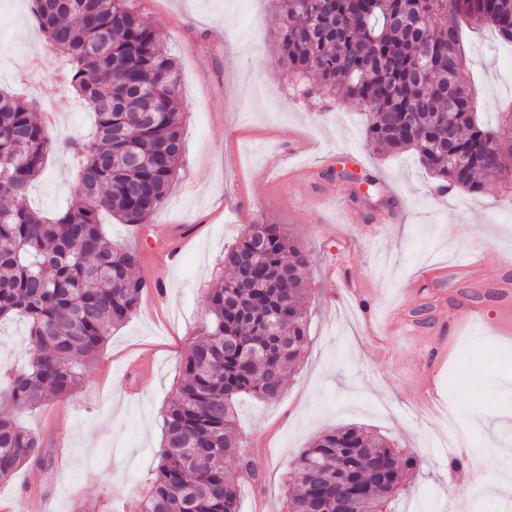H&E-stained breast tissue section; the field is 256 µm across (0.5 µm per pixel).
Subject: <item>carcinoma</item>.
<instances>
[{
    "mask_svg": "<svg viewBox=\"0 0 512 512\" xmlns=\"http://www.w3.org/2000/svg\"><path fill=\"white\" fill-rule=\"evenodd\" d=\"M136 0H31V15L66 65L65 81L95 116L88 134L54 144L35 103L0 90V322L21 318L29 362L6 371V399L19 409L72 397L112 329L136 314L145 283L135 253L106 236L100 214L147 224L183 153L181 75ZM462 0H277L278 45L297 81L351 99L367 113L377 149L407 150L449 193L486 181L512 182V110L481 125L465 78ZM474 29L512 43V0H483ZM455 101L448 105V89ZM67 154L81 203L49 215L26 204L49 152ZM141 164L128 163L129 152ZM264 249L243 235L222 266L251 260L255 279L231 275L209 290L201 338L189 343L182 377L163 413L160 461L135 512H239V484L224 464L236 457L235 400H274L309 343L310 255L279 224L257 217ZM242 345L224 350V338ZM400 450L361 426L322 434L302 449L288 483V512H390L406 491ZM40 439L0 415V483L48 462Z\"/></svg>",
    "mask_w": 512,
    "mask_h": 512,
    "instance_id": "obj_1",
    "label": "carcinoma"
}]
</instances>
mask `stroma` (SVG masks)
<instances>
[{"instance_id":"35a3bbf8","label":"stroma","mask_w":512,"mask_h":512,"mask_svg":"<svg viewBox=\"0 0 512 512\" xmlns=\"http://www.w3.org/2000/svg\"><path fill=\"white\" fill-rule=\"evenodd\" d=\"M30 0H0V88L53 106V140L87 129L93 116L71 87L30 72L48 45ZM174 55L183 84L185 149L177 179L152 221L153 236L177 247L143 255L141 226L109 221L113 243L138 252L137 277L149 285L129 321L113 329L75 394L33 409L0 400L66 469L20 471L0 485V502L26 512L20 490L35 479L49 512H131L132 495L154 472L161 413L182 356L197 336L208 291L221 278L225 245L257 216L281 225L311 254L309 344L280 398H242L238 453L259 471L241 485L240 512H286L285 477L323 432L362 426L402 456L409 490L394 504L411 512L432 500L439 512H506L512 495V190L492 182L480 193L442 194L412 152L379 154L365 139L353 102L305 96L278 50L272 0H136ZM468 74L481 118L495 123L512 105V53L491 31L465 33ZM347 168L370 178L368 196L327 177ZM53 212L78 205L70 159L51 153L29 193ZM482 267V280L471 267ZM147 369L135 376L134 363ZM494 383L460 391L464 371ZM456 426V455L435 440Z\"/></svg>"}]
</instances>
